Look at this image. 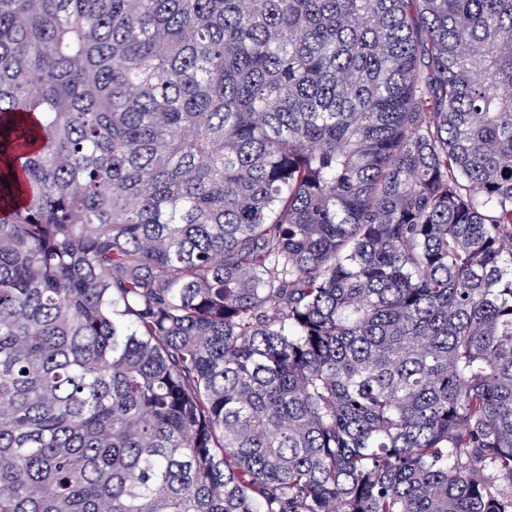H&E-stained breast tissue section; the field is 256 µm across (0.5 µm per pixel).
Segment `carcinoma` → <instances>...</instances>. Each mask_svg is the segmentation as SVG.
<instances>
[{"label": "carcinoma", "instance_id": "cac0c4a2", "mask_svg": "<svg viewBox=\"0 0 512 512\" xmlns=\"http://www.w3.org/2000/svg\"><path fill=\"white\" fill-rule=\"evenodd\" d=\"M0 512H512V0H0Z\"/></svg>", "mask_w": 512, "mask_h": 512}]
</instances>
